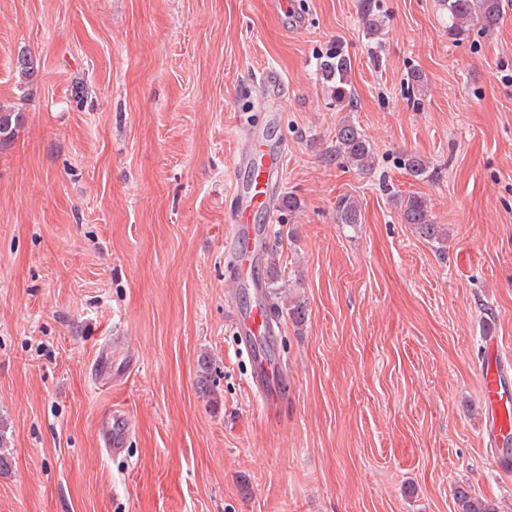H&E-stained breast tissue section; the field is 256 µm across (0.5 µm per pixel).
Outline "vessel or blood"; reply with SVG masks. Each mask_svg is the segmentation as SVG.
<instances>
[{"label":"vessel or blood","instance_id":"1","mask_svg":"<svg viewBox=\"0 0 512 512\" xmlns=\"http://www.w3.org/2000/svg\"><path fill=\"white\" fill-rule=\"evenodd\" d=\"M287 153L286 144L273 145L256 139L250 142L248 150L237 153L233 166L245 168L248 175L246 181L232 186L227 219L229 238L235 244L231 291L251 299L249 309L237 314L233 328L240 344L258 364L251 374L250 385L267 407L275 401L283 374L269 354L272 340L268 328L267 292L263 278L257 274V267L264 258L267 235L265 226L257 224L256 218L273 213L271 188L284 167ZM484 341L488 357L480 361L478 369L484 383L487 435L495 444L501 445L512 437V381L501 368L497 337L488 333ZM89 373L99 386L111 383L114 373L111 342L99 346ZM130 431L129 416L124 411L115 410L98 426V440L108 454L118 455L123 453Z\"/></svg>","mask_w":512,"mask_h":512}]
</instances>
